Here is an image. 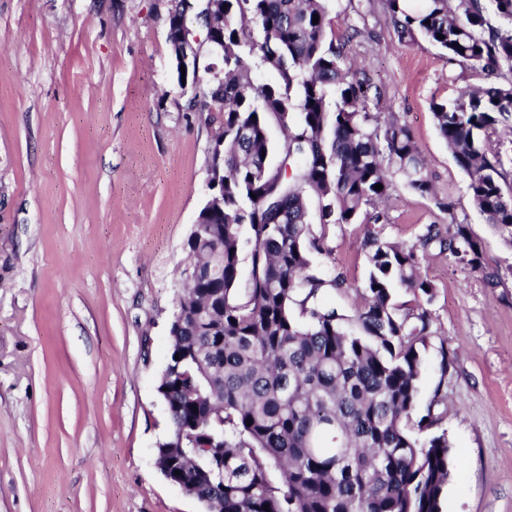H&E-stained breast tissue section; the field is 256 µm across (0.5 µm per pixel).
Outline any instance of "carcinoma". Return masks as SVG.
Masks as SVG:
<instances>
[{
  "mask_svg": "<svg viewBox=\"0 0 512 512\" xmlns=\"http://www.w3.org/2000/svg\"><path fill=\"white\" fill-rule=\"evenodd\" d=\"M222 2L223 40L206 37L224 56L223 72L205 66L212 78L196 83L189 108L220 114L213 140L224 144V203L200 211L201 236L186 247L192 264L223 252L224 277L183 288L170 324L159 380L168 438L190 431L187 447L167 449L169 470L180 471L171 479L220 512H441L452 476L448 435L421 442L407 430L420 346L432 335L424 303L434 286L421 265L436 251L480 272L491 288L499 274L450 205L448 224L427 225L411 243L381 237L387 217L377 205L389 198L393 177L421 197L434 196L433 188L409 127L365 110L372 84L349 75L327 39V0ZM386 7L401 35L419 34L448 59L497 79L469 93L467 108L435 102L433 114L474 207L512 249V195L504 194L498 155L486 148L489 134L512 119V0H425L415 11L407 0H386ZM489 14L499 26L488 25ZM255 54L277 73L258 104ZM331 84L334 106L325 95ZM271 117L284 132L277 145L268 136ZM309 190L321 226L364 227L369 272L350 312L325 301L342 288L343 274L327 277L312 266L311 254L328 247L310 228ZM397 288L414 303L396 305ZM447 414L437 399L418 427ZM214 429L224 432L222 448L208 447Z\"/></svg>",
  "mask_w": 512,
  "mask_h": 512,
  "instance_id": "cac0c4a2",
  "label": "carcinoma"
}]
</instances>
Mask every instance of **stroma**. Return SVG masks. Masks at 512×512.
Here are the masks:
<instances>
[{
  "label": "stroma",
  "instance_id": "obj_1",
  "mask_svg": "<svg viewBox=\"0 0 512 512\" xmlns=\"http://www.w3.org/2000/svg\"><path fill=\"white\" fill-rule=\"evenodd\" d=\"M171 0H0V512H202L154 464L168 326L207 196L218 124L188 107ZM330 38L409 127L434 198L395 182L382 236L468 224L501 283L431 254L433 336L418 410L447 394L455 472L443 512H512V249L475 209L433 102L486 88L479 67L399 38L384 0H329ZM451 204V212L441 204ZM315 270L368 274L363 227L335 224ZM449 371H442L443 356Z\"/></svg>",
  "mask_w": 512,
  "mask_h": 512
}]
</instances>
